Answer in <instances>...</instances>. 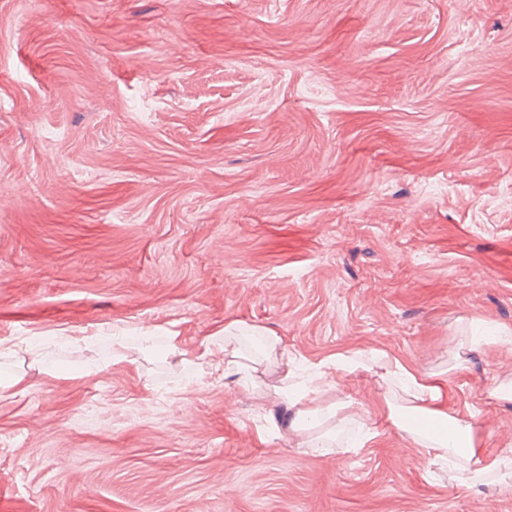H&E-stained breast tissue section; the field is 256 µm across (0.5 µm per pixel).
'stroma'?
Returning <instances> with one entry per match:
<instances>
[{
    "label": "stroma",
    "instance_id": "35a3bbf8",
    "mask_svg": "<svg viewBox=\"0 0 512 512\" xmlns=\"http://www.w3.org/2000/svg\"><path fill=\"white\" fill-rule=\"evenodd\" d=\"M233 319L295 383L339 353L444 374L512 449V343L459 345L512 330V0H0V512H512L391 427L308 448L258 406L282 370L225 375ZM115 326L151 354L110 363ZM224 333V373L228 375L230 372H242L243 377L249 379L250 372L255 379L259 374V364L257 360L248 359L240 354L239 348L235 345L238 344V337L248 336L260 341L256 348L262 360L270 361L277 360L283 356L284 345L282 338L276 336L273 332L269 331L266 327L261 325H247L239 320H229L224 323V329L217 332ZM232 345V348L229 346ZM246 360V362H243ZM165 348L167 354L178 358L182 363H188L192 360L187 357L188 355L195 356L196 358H204L213 354L209 342L205 340L200 342L195 351L190 352L189 350L182 347L178 334L174 333H169L168 336H166ZM197 352L200 353L196 354Z\"/></svg>",
    "mask_w": 512,
    "mask_h": 512
}]
</instances>
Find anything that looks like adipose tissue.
<instances>
[{
  "label": "adipose tissue",
  "instance_id": "adipose-tissue-1",
  "mask_svg": "<svg viewBox=\"0 0 512 512\" xmlns=\"http://www.w3.org/2000/svg\"><path fill=\"white\" fill-rule=\"evenodd\" d=\"M223 333L225 372L255 373L259 360L283 355L281 337L264 326L230 320ZM380 362L385 387L374 408L360 400L325 403L328 382L321 373L301 386L277 388L275 394L285 407L289 429L300 432L329 419L354 420L362 440L367 441L376 436V424L382 421L410 438L431 466L465 470L467 476L461 484L468 489L479 490L491 474L500 482L512 481V456L486 451L474 420L449 414L440 378L420 374L385 356Z\"/></svg>",
  "mask_w": 512,
  "mask_h": 512
}]
</instances>
